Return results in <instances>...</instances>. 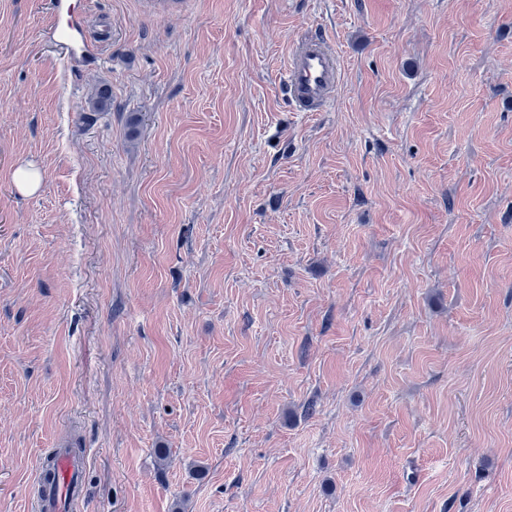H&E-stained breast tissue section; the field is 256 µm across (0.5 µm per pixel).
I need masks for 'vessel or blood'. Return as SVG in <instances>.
<instances>
[{"label": "vessel or blood", "instance_id": "obj_1", "mask_svg": "<svg viewBox=\"0 0 512 512\" xmlns=\"http://www.w3.org/2000/svg\"><path fill=\"white\" fill-rule=\"evenodd\" d=\"M51 10L50 35L57 38L69 61L88 68L98 57L99 41L90 35L86 16L75 13L70 0H51ZM338 84L337 57L323 35H308L289 53L284 87L296 111H320L332 99ZM83 469L82 456L60 450L51 479L40 484L36 512H58L61 504L72 503L82 492Z\"/></svg>", "mask_w": 512, "mask_h": 512}]
</instances>
